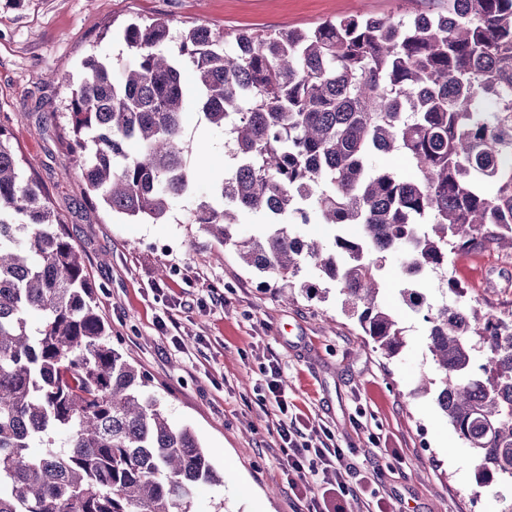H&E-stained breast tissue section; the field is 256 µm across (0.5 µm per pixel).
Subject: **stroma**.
<instances>
[{"mask_svg": "<svg viewBox=\"0 0 512 512\" xmlns=\"http://www.w3.org/2000/svg\"><path fill=\"white\" fill-rule=\"evenodd\" d=\"M395 0H0V124L24 170L36 176L71 238L112 327V346L150 379L170 420L190 427L216 474L201 484L192 512H305L270 464L275 439L256 391L260 368L277 359L297 406L362 460L394 512H501L512 483L477 487L476 461L439 410L417 393L433 371L426 324L404 304L400 255H388L381 298L406 329L392 358L361 343L335 282L304 265L298 280L316 293L280 296V281L245 266L231 246L187 223L232 160L224 133L196 110L185 117L193 142L191 193L172 204L165 224L112 216L68 170L63 77L96 52H122L116 32L131 19L162 18L174 30L306 29L336 16L387 13ZM482 307L512 311V259L473 252L448 264ZM174 317L182 348L157 327Z\"/></svg>", "mask_w": 512, "mask_h": 512, "instance_id": "35a3bbf8", "label": "stroma"}]
</instances>
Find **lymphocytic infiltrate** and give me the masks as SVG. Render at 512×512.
I'll use <instances>...</instances> for the list:
<instances>
[{"label": "lymphocytic infiltrate", "mask_w": 512, "mask_h": 512, "mask_svg": "<svg viewBox=\"0 0 512 512\" xmlns=\"http://www.w3.org/2000/svg\"><path fill=\"white\" fill-rule=\"evenodd\" d=\"M262 405L272 422L279 452L273 467L287 482L306 512H346L349 492H356L365 512H389L353 448L340 447L330 433H317L311 418L299 412L272 360L261 369Z\"/></svg>", "instance_id": "lymphocytic-infiltrate-1"}]
</instances>
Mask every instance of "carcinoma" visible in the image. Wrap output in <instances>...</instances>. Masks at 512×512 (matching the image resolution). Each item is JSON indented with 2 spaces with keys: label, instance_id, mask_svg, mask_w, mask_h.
Listing matches in <instances>:
<instances>
[{
  "label": "carcinoma",
  "instance_id": "obj_1",
  "mask_svg": "<svg viewBox=\"0 0 512 512\" xmlns=\"http://www.w3.org/2000/svg\"><path fill=\"white\" fill-rule=\"evenodd\" d=\"M444 2L424 25L396 11L175 37L167 20L132 22L125 56L91 55L65 80L71 168L113 214L165 223L192 190L191 69L195 106L234 165L214 187L222 207L187 223L283 281L286 302L312 289L294 282L311 263L392 358L405 328L378 302L385 254H409L418 276L446 273L452 254L512 253V0ZM393 153L416 177L374 164ZM241 211L265 215V229L233 237ZM294 220L334 226L332 246ZM442 291L455 300L437 308L404 291L439 373L423 389L436 386L476 485L512 480V313L465 299L453 279ZM111 336L66 224L0 126V512H191L195 487L215 480L194 432L170 422Z\"/></svg>",
  "mask_w": 512,
  "mask_h": 512
}]
</instances>
